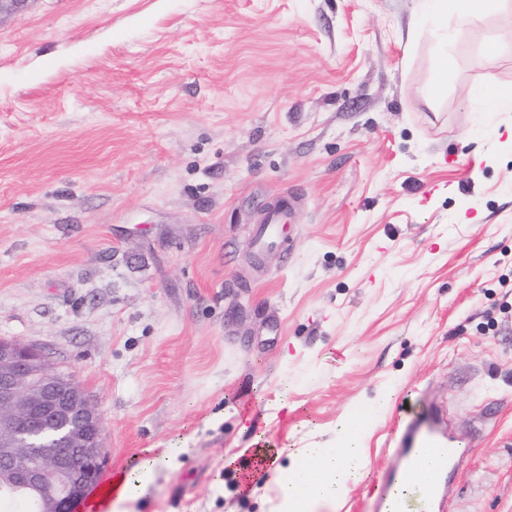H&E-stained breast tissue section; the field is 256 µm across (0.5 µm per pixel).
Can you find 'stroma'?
<instances>
[{"label": "stroma", "mask_w": 512, "mask_h": 512, "mask_svg": "<svg viewBox=\"0 0 512 512\" xmlns=\"http://www.w3.org/2000/svg\"><path fill=\"white\" fill-rule=\"evenodd\" d=\"M447 55L450 66L435 60ZM491 67H483L484 58ZM512 0H25L0 17V339L103 415L117 512H269L226 472L365 417L364 512L405 422L477 446L444 512H512ZM293 198L280 247L266 212ZM487 2L484 0H437L434 4L442 17L447 18L449 7L459 22L475 24L480 21ZM473 103L481 112H512V89L486 85L474 95ZM263 224L257 228L253 243L259 249L276 247L281 243V232L283 231V214L281 211L268 213ZM176 448H165L158 455H149L142 458L128 471L109 479L105 485L102 497L95 501L93 510L99 511L105 507L106 512H112V498L115 502L132 500L140 497L155 467L176 459Z\"/></svg>", "instance_id": "1"}]
</instances>
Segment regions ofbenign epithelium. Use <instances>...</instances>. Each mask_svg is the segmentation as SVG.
Wrapping results in <instances>:
<instances>
[{
	"label": "benign epithelium",
	"instance_id": "7a95c632",
	"mask_svg": "<svg viewBox=\"0 0 512 512\" xmlns=\"http://www.w3.org/2000/svg\"><path fill=\"white\" fill-rule=\"evenodd\" d=\"M48 423L77 427L47 462L32 438ZM104 458L103 416L85 389L50 371L34 346L0 339V484L39 495L42 512H74Z\"/></svg>",
	"mask_w": 512,
	"mask_h": 512
}]
</instances>
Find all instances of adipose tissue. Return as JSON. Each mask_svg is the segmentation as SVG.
Here are the masks:
<instances>
[{
	"label": "adipose tissue",
	"mask_w": 512,
	"mask_h": 512,
	"mask_svg": "<svg viewBox=\"0 0 512 512\" xmlns=\"http://www.w3.org/2000/svg\"><path fill=\"white\" fill-rule=\"evenodd\" d=\"M177 449L142 458L128 471L108 480L99 506L140 497L157 465L174 460ZM289 469H275L277 501L274 512H331L347 495L348 486L367 471V456L354 429H346L340 446L300 448Z\"/></svg>",
	"instance_id": "adipose-tissue-1"
}]
</instances>
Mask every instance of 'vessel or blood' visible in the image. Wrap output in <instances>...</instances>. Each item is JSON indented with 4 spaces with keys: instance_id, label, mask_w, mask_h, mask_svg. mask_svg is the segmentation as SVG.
I'll return each mask as SVG.
<instances>
[{
    "instance_id": "1",
    "label": "vessel or blood",
    "mask_w": 512,
    "mask_h": 512,
    "mask_svg": "<svg viewBox=\"0 0 512 512\" xmlns=\"http://www.w3.org/2000/svg\"><path fill=\"white\" fill-rule=\"evenodd\" d=\"M283 226L282 212L268 213L254 245L278 246ZM471 450L469 443L445 436L433 418L410 421L393 450V462L380 471L371 490V512H434Z\"/></svg>"
}]
</instances>
